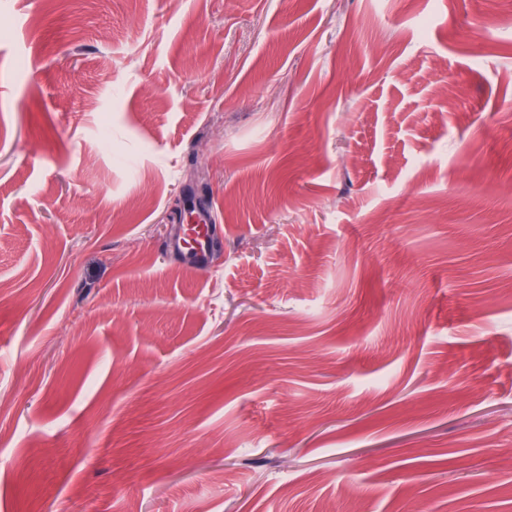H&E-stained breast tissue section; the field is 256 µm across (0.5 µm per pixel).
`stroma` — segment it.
Masks as SVG:
<instances>
[{"mask_svg": "<svg viewBox=\"0 0 512 512\" xmlns=\"http://www.w3.org/2000/svg\"><path fill=\"white\" fill-rule=\"evenodd\" d=\"M421 506L512 512V0H0V512ZM187 227L184 229V237L177 239L173 243L174 248L181 249V247L187 243L186 236L192 235L191 237V250L195 258L192 269L202 270L209 264L210 250L213 239V228L210 224H203L204 230L200 229V224H186ZM187 232H189L187 234Z\"/></svg>", "mask_w": 512, "mask_h": 512, "instance_id": "1", "label": "stroma"}]
</instances>
